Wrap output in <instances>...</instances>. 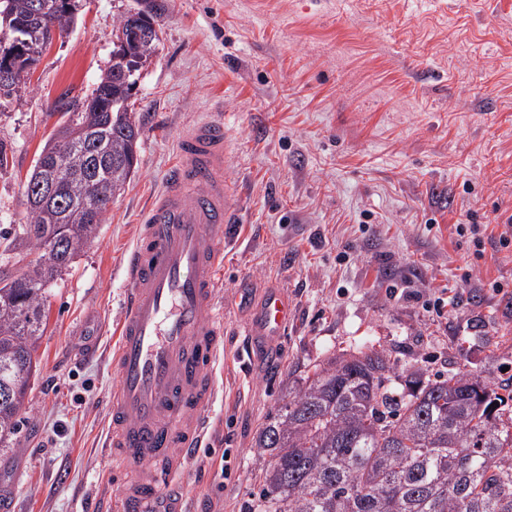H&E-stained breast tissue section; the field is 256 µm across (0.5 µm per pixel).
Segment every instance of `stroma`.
Returning <instances> with one entry per match:
<instances>
[{"mask_svg": "<svg viewBox=\"0 0 512 512\" xmlns=\"http://www.w3.org/2000/svg\"><path fill=\"white\" fill-rule=\"evenodd\" d=\"M138 11L159 31L133 98L138 166L46 290L0 500L13 512L116 506L105 443L123 262L179 135L216 106L243 222L219 286L211 438L182 471V512H255L259 429L335 355L381 351L401 370L512 387V246L499 244L512 217V0H83L0 104L1 231L26 223L25 185L62 101L91 93L113 29ZM272 287L295 317L278 343L255 345L248 318Z\"/></svg>", "mask_w": 512, "mask_h": 512, "instance_id": "1", "label": "stroma"}]
</instances>
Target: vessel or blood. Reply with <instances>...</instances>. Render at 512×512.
<instances>
[{
    "label": "vessel or blood",
    "instance_id": "1",
    "mask_svg": "<svg viewBox=\"0 0 512 512\" xmlns=\"http://www.w3.org/2000/svg\"><path fill=\"white\" fill-rule=\"evenodd\" d=\"M179 153L142 216L126 267L108 444L113 473L126 482L121 512H175L185 498L179 474L208 433L213 370L224 350L218 286L241 212L224 174L231 141L223 117L183 133ZM292 315L282 292L268 289L249 333L272 341Z\"/></svg>",
    "mask_w": 512,
    "mask_h": 512
}]
</instances>
